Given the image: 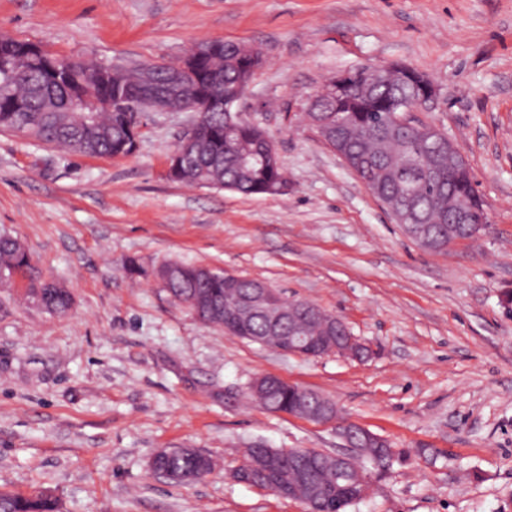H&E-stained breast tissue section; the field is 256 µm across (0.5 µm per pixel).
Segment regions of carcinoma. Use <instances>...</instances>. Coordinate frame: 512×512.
Listing matches in <instances>:
<instances>
[{"label": "carcinoma", "mask_w": 512, "mask_h": 512, "mask_svg": "<svg viewBox=\"0 0 512 512\" xmlns=\"http://www.w3.org/2000/svg\"><path fill=\"white\" fill-rule=\"evenodd\" d=\"M17 41L0 40V130L30 137L46 145L62 147L69 152L90 157H117L133 151L131 134L133 115L128 112H98L96 119L88 121L83 112H64L68 108L71 94L82 88L85 72L95 69L96 64L79 61L67 66L69 82L52 83L38 69L10 79L1 73L8 64ZM253 45L243 42H224V53L204 59L195 73V81H204L205 75L216 71L221 81L215 91L230 99L243 92L244 71L241 63L250 55ZM374 64L368 63L348 71L347 87L335 95L315 94V102L305 105V117L313 130L317 124L337 127L332 137L337 150L349 159L350 168L362 180L365 187L374 192L392 216L408 223L405 213L403 189L394 179L393 172L407 164L414 165L424 174L412 187V202L416 214L430 223L432 230L443 226L448 217V200L457 204L484 208L480 197L472 187V176L461 178L448 172H435L436 160L448 155V143L441 141L437 149L418 152L412 149L415 134L396 128L385 121L386 109L405 106L421 97L420 87L413 81L395 72L377 77ZM55 99L61 111H40L43 98ZM27 107L25 112H12L14 103ZM185 160L177 179L189 185L223 188L244 195H277L282 185L288 183L280 161H252L247 168L238 166L235 156L277 155V150L261 126L248 121L231 127L222 112H209L200 126L195 139L183 145ZM179 276L176 284L167 289L174 301L187 306L196 318L214 326L224 325V310L230 308L246 293L254 280L242 278L237 287H224V272L218 271L208 281L199 278L200 266L177 263ZM21 275L28 280L26 295L40 296L46 311L63 314L72 305L71 293L54 283L46 282L34 272L31 257L16 239L0 235V281H9ZM295 321L310 326L313 312L310 303L294 299L291 304ZM301 400L280 389L260 406L266 410L275 406L286 412L295 410ZM272 454L268 448L245 449L239 469L245 471V479L262 485L259 471ZM405 458L407 452L395 451L392 447L381 448L374 443L365 444L359 459L374 467L386 468L394 458ZM157 468L176 483L183 478L206 474L213 470L210 457L195 448L162 450L155 457ZM318 471L323 485L345 487V500L340 503L327 502L321 506L323 512H346V509L361 501L357 497L359 475L343 477L329 455L318 454ZM0 512H59L57 499L35 491L28 495L0 491Z\"/></svg>", "instance_id": "carcinoma-1"}]
</instances>
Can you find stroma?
Returning <instances> with one entry per match:
<instances>
[{"instance_id": "1", "label": "stroma", "mask_w": 512, "mask_h": 512, "mask_svg": "<svg viewBox=\"0 0 512 512\" xmlns=\"http://www.w3.org/2000/svg\"><path fill=\"white\" fill-rule=\"evenodd\" d=\"M1 36L115 64L175 62L216 38L260 46L239 108L273 140L288 191L171 181L184 112L149 113L136 152L114 159L0 132V234L73 297L57 315L26 299V279L0 287V489L51 492L60 512H308L230 477L253 445H342L335 426L247 399L275 375L409 451L369 468L375 489L347 512H512V0H0ZM368 62L438 86L418 118L463 150L489 215L479 239L420 248L304 121L327 78ZM168 260L316 304L376 355L227 336L170 299L154 277ZM163 448L216 467L171 483L149 467Z\"/></svg>"}]
</instances>
